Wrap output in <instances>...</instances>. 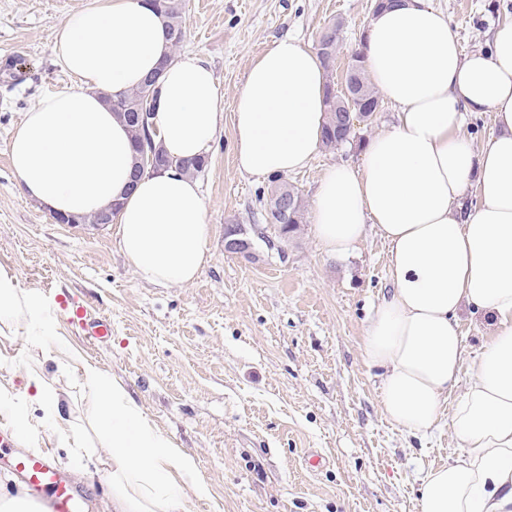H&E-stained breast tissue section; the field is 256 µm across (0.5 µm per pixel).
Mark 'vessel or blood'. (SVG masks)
Returning a JSON list of instances; mask_svg holds the SVG:
<instances>
[{"label":"vessel or blood","mask_w":512,"mask_h":512,"mask_svg":"<svg viewBox=\"0 0 512 512\" xmlns=\"http://www.w3.org/2000/svg\"><path fill=\"white\" fill-rule=\"evenodd\" d=\"M70 321L79 325L93 340L108 336L111 329L110 323L79 302L72 306ZM10 463L23 477L27 489L43 496L49 512H78L74 486L60 477L50 453L18 454L11 456Z\"/></svg>","instance_id":"1"}]
</instances>
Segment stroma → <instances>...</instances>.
Here are the masks:
<instances>
[{"instance_id":"1","label":"stroma","mask_w":512,"mask_h":512,"mask_svg":"<svg viewBox=\"0 0 512 512\" xmlns=\"http://www.w3.org/2000/svg\"><path fill=\"white\" fill-rule=\"evenodd\" d=\"M88 0H0V269L20 289L40 293L58 316V336L73 356L106 370L158 431L194 458L204 498L187 512H418L420 479L452 463L460 442L450 424L416 438L392 424L379 405V372L363 339L372 307L390 291L387 246L369 231L359 248L337 258L318 242L313 223L275 239L259 198L270 179L241 173L231 129L221 131L198 180L206 201L211 258L189 285L140 278L110 224H58L24 198L8 161L16 123L41 96L70 85L53 61L56 26ZM448 16L463 52L490 51V29L512 22V0H433ZM187 35L180 49L211 66L233 112L252 58L292 36L315 50L328 27L341 28L332 80L342 81L372 14L373 0H183ZM395 107L382 102L358 122L349 142L319 150L308 167L288 174L312 204L323 171L358 165L362 143L390 129ZM258 227L255 259L224 251V227ZM84 302L112 322L100 343L68 320L64 304ZM460 330L471 356L491 338L492 319L463 310ZM49 341L0 330V385L23 392L39 372L60 398L62 418L38 423L34 444L50 450L57 470L75 479L86 512H106L111 493L102 460L108 442L94 430L74 374L48 360ZM82 436L81 452L58 433Z\"/></svg>"}]
</instances>
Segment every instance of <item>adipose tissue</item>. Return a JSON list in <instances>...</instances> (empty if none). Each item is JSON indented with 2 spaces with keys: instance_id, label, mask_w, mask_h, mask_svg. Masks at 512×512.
Listing matches in <instances>:
<instances>
[{
  "instance_id": "adipose-tissue-1",
  "label": "adipose tissue",
  "mask_w": 512,
  "mask_h": 512,
  "mask_svg": "<svg viewBox=\"0 0 512 512\" xmlns=\"http://www.w3.org/2000/svg\"><path fill=\"white\" fill-rule=\"evenodd\" d=\"M362 52L377 92L398 109L396 122L364 146L360 166L324 172L314 232L337 257L372 230L388 245L391 290L363 342L380 371L382 411L423 437L450 418L461 442L453 463L421 477L420 512H512V23L493 30L490 52L466 55L432 0H396L372 15ZM53 57L75 83L24 112L8 145L13 175L25 198L53 214L117 208L119 246L152 283H192L210 259L206 204L177 161L206 156L227 124L237 167L249 175L301 170L321 144L324 68L290 37L252 60L229 116L206 61L173 56L151 0H90L57 26ZM154 73L156 126L174 164L136 178L128 127L107 98ZM487 110L497 132L476 150L462 128ZM473 188L480 203L468 212ZM466 308L491 315L495 330L452 403ZM4 322L53 339L60 369L78 370L112 449L113 512H178L179 478L195 472V460L156 433L105 371L68 357L55 311L0 271Z\"/></svg>"
}]
</instances>
